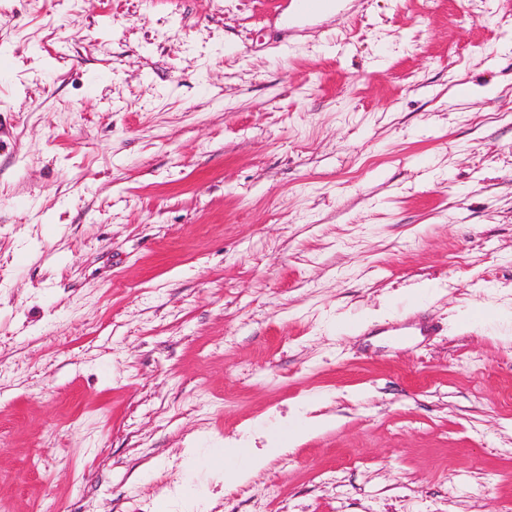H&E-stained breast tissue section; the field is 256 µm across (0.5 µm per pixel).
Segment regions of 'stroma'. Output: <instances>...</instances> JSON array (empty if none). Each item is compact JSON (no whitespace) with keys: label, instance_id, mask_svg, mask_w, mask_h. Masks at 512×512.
Wrapping results in <instances>:
<instances>
[{"label":"stroma","instance_id":"35a3bbf8","mask_svg":"<svg viewBox=\"0 0 512 512\" xmlns=\"http://www.w3.org/2000/svg\"><path fill=\"white\" fill-rule=\"evenodd\" d=\"M187 484L512 512V0H0V512ZM326 420L322 415L308 417L306 412L292 411L288 415V427L275 437L264 436L265 443L261 448L255 446L254 435L258 433L253 431L224 443V450H213L203 458L202 465L212 473L223 474L225 487L244 484L256 471L267 467L274 458L299 443Z\"/></svg>","mask_w":512,"mask_h":512}]
</instances>
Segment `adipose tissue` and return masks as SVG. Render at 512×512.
<instances>
[{
	"mask_svg": "<svg viewBox=\"0 0 512 512\" xmlns=\"http://www.w3.org/2000/svg\"><path fill=\"white\" fill-rule=\"evenodd\" d=\"M326 421L325 416H309L294 411L288 416V426L277 436L266 437L263 446H256L254 435L226 443L224 448L216 449L206 455L203 466L210 472L222 474L225 485H240L248 482L258 470L299 443L305 435Z\"/></svg>",
	"mask_w": 512,
	"mask_h": 512,
	"instance_id": "1",
	"label": "adipose tissue"
}]
</instances>
